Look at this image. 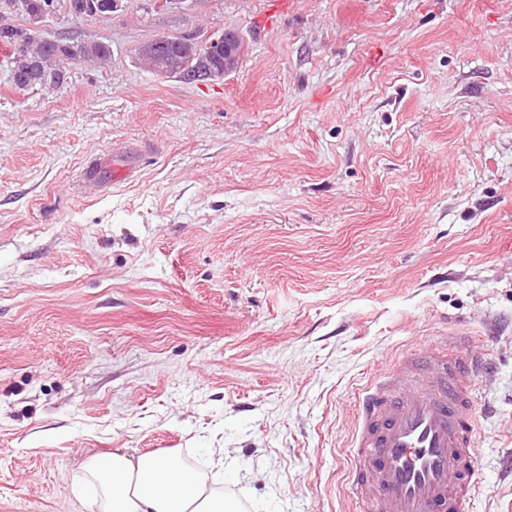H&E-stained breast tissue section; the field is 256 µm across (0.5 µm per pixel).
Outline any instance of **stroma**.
Masks as SVG:
<instances>
[{
    "instance_id": "35a3bbf8",
    "label": "stroma",
    "mask_w": 512,
    "mask_h": 512,
    "mask_svg": "<svg viewBox=\"0 0 512 512\" xmlns=\"http://www.w3.org/2000/svg\"><path fill=\"white\" fill-rule=\"evenodd\" d=\"M127 0L54 88L0 69V512H97L88 456L169 451L248 512H360L355 401L465 324L476 512H512V0ZM237 72L143 68L224 29ZM136 179H76L112 145ZM62 43L73 42L72 45H68L66 48L59 47L60 53L66 57H69L75 61H89L95 63H104L110 58V50L106 46H98L95 43H88V47L83 50V47L78 43H74L75 40L68 38H62L57 40ZM91 59V60H88Z\"/></svg>"
}]
</instances>
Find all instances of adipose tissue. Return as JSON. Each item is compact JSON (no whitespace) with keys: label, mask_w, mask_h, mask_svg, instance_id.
Instances as JSON below:
<instances>
[{"label":"adipose tissue","mask_w":512,"mask_h":512,"mask_svg":"<svg viewBox=\"0 0 512 512\" xmlns=\"http://www.w3.org/2000/svg\"><path fill=\"white\" fill-rule=\"evenodd\" d=\"M80 487L99 512H242L171 452L130 455L118 449L87 458Z\"/></svg>","instance_id":"1"}]
</instances>
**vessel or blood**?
I'll use <instances>...</instances> for the list:
<instances>
[{
	"mask_svg": "<svg viewBox=\"0 0 512 512\" xmlns=\"http://www.w3.org/2000/svg\"><path fill=\"white\" fill-rule=\"evenodd\" d=\"M139 170L135 157L114 171L94 159L80 184L95 192ZM459 341L450 329L398 356L362 389L350 448L361 512H472L479 459L471 409L488 363L478 347L446 357L445 347Z\"/></svg>",
	"mask_w": 512,
	"mask_h": 512,
	"instance_id": "obj_1",
	"label": "vessel or blood"
}]
</instances>
